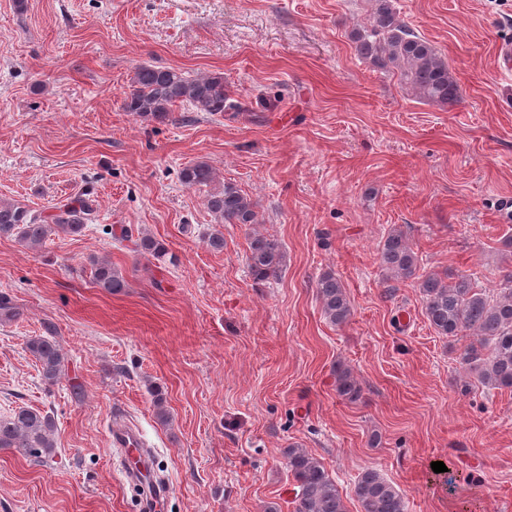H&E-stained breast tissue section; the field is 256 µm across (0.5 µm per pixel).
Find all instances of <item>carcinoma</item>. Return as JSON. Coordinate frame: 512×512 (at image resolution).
Returning a JSON list of instances; mask_svg holds the SVG:
<instances>
[{
	"mask_svg": "<svg viewBox=\"0 0 512 512\" xmlns=\"http://www.w3.org/2000/svg\"><path fill=\"white\" fill-rule=\"evenodd\" d=\"M356 53L380 69L392 71L411 93L441 108L461 101L463 90L435 46L416 33L398 16L393 0H372L368 27L351 35ZM187 103L197 112L219 114L235 110L224 74L209 73L190 77L184 72L143 63L135 67L123 110L148 122H164L173 107ZM215 179L213 167L196 161L180 172L188 188L206 186ZM206 207L218 224L259 223L256 203L235 185L206 199ZM92 201L78 196L60 201L53 212L42 216L29 208L0 200V237L14 238L31 250H37L53 235L76 236L92 220ZM134 251L162 259L166 247L155 238L141 235ZM285 252L278 239L253 231L249 234L247 265L257 282L278 278ZM94 283L110 294L126 288L123 276L107 261L91 260ZM417 253L406 235L392 229L380 248V264L398 281L412 280L422 297L429 325L440 336H472L460 354L467 376L491 389H512V273L505 275L506 286L495 296L477 288L470 277L451 281L436 274L420 276ZM316 295L326 319L334 325L346 323L352 305L341 279L332 271L324 272L316 282ZM33 336L28 348L40 366V375L48 386L55 385L65 368V357L55 338ZM336 391L350 400L359 398L360 387L350 370L336 368ZM54 422L39 411L20 408L0 418V450H14L38 463L53 457L56 445ZM288 468L296 484L295 512H348L335 480L320 461L306 449L293 446L286 450ZM360 512H405L399 490L379 472L368 469L353 484Z\"/></svg>",
	"mask_w": 512,
	"mask_h": 512,
	"instance_id": "carcinoma-1",
	"label": "carcinoma"
}]
</instances>
